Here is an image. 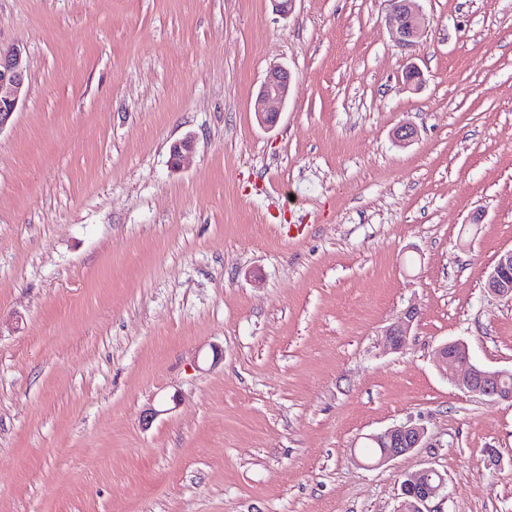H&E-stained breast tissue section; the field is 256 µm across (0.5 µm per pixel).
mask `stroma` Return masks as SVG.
<instances>
[{"mask_svg": "<svg viewBox=\"0 0 512 512\" xmlns=\"http://www.w3.org/2000/svg\"><path fill=\"white\" fill-rule=\"evenodd\" d=\"M420 6L404 50L386 0H0V512H397L425 467L435 512H512V402L435 365L512 371V0ZM26 62L20 46L0 55V132L11 122L26 95ZM290 84L291 73L287 67L276 65L269 69L254 103V112L262 127L271 129L277 124ZM512 270V249L501 253L487 274L485 288L491 293L508 298L512 301V278H509V270ZM415 318L414 309H408L400 321L385 330L384 342L395 351L401 350L406 343ZM439 369L459 389L500 400L512 401V391L501 385L508 370L491 371L471 361L468 346L462 341H448L440 345L435 354ZM365 439L372 442L370 447L374 448L375 453L379 447L378 454L370 462L359 461L367 467L384 464L417 448L426 447L427 443L424 427L416 424L394 425L383 432L367 435ZM402 505L398 512H435L430 503L448 499V486L442 474L426 467L411 475L401 484Z\"/></svg>", "mask_w": 512, "mask_h": 512, "instance_id": "obj_1", "label": "stroma"}]
</instances>
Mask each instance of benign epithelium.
<instances>
[{"mask_svg":"<svg viewBox=\"0 0 512 512\" xmlns=\"http://www.w3.org/2000/svg\"><path fill=\"white\" fill-rule=\"evenodd\" d=\"M389 10V35L401 48L415 45L427 28V18L416 5L417 0H387ZM26 62L22 49L10 48L0 55V132L11 122L19 103L26 95ZM291 73L287 67L276 65L269 69L254 103L258 123L273 128L280 116L281 107L288 98ZM194 146L192 136L175 142L170 149L172 165L180 164L185 154ZM512 249L501 253L487 274L485 288L491 293L512 300ZM416 318L409 309L403 318L389 326L384 342L398 351L402 349ZM439 369L459 389L500 400L512 401V390L501 385V379L512 373L508 370L491 371L471 361L468 346L462 341H448L440 345L435 354ZM379 447L378 454L367 467L384 464L418 448L426 447L427 437L423 426L400 424L366 436ZM402 505L398 512H433L430 503L448 498V486L442 474L433 467L423 468L409 476L401 484Z\"/></svg>","mask_w":512,"mask_h":512,"instance_id":"1","label":"benign epithelium"}]
</instances>
